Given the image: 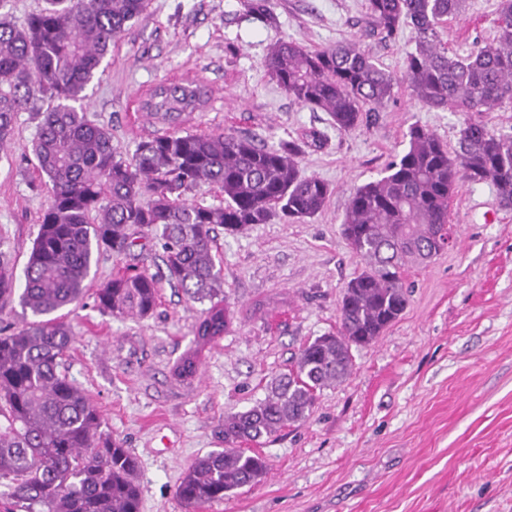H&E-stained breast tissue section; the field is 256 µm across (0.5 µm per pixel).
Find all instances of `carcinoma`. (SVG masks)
<instances>
[{"label":"carcinoma","instance_id":"cac0c4a2","mask_svg":"<svg viewBox=\"0 0 512 512\" xmlns=\"http://www.w3.org/2000/svg\"><path fill=\"white\" fill-rule=\"evenodd\" d=\"M44 2L21 28L0 18V147L11 139L17 112L47 103L33 152L51 192L19 293L0 249V300L16 298L32 316L0 336V498L10 505L6 512H140L137 457L102 431L97 407L59 371L74 336L56 312L79 303L100 254H125L137 235L150 234L163 250L167 281L193 301L210 302L193 327L196 349L179 366L191 375L198 354L227 324L216 227L234 234L274 220L300 223L324 211L331 189L302 174L303 150L294 142L269 147L222 132L173 131L123 157L110 130L89 119L84 100L148 0ZM460 8L461 0H367L370 29L382 38L410 29L415 50L404 59L403 77L423 106L490 112L512 100V0H500L494 42L466 56L439 39ZM248 11L276 23L270 0H249ZM264 67L293 101L327 113L341 132L383 107L397 85L355 43L312 51L278 40ZM206 97L198 85L163 82L142 109L173 124ZM406 139L383 176L350 194L342 233L365 266L344 289L339 330L304 345L293 368L267 384L264 399L224 417V448L196 458L177 485L187 509L261 481L266 460L240 444L306 420L316 393L350 375L352 347L374 343L398 319L407 305L406 267L424 264L454 236L448 214L460 180L491 183L499 203L512 208V133L469 119L451 151L415 122ZM201 183L217 186L224 203L187 202L183 195ZM159 282L147 271L118 274L98 289L97 307L146 317L157 306Z\"/></svg>","mask_w":512,"mask_h":512}]
</instances>
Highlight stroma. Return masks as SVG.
I'll list each match as a JSON object with an SVG mask.
<instances>
[{"mask_svg":"<svg viewBox=\"0 0 512 512\" xmlns=\"http://www.w3.org/2000/svg\"><path fill=\"white\" fill-rule=\"evenodd\" d=\"M499 4L463 0L442 42L460 55L492 43ZM271 9L272 28L249 15L247 0H149L87 89L90 119L128 157L167 130L142 110L146 94L162 82H199L209 101L178 130L304 143L303 174L332 190L308 222L219 233L229 326L193 376L176 366L193 346L202 303L164 281L150 316L96 305L97 289L124 268L157 271L155 243L101 254L80 305L64 309L76 339L60 370L137 456L141 512H187L176 487L198 456L223 448L225 415L253 406L304 344L338 330L342 290L363 266L341 234L352 189L380 177L412 123L453 148L464 119L423 107L403 81L372 119L337 131L327 113L278 87L263 64L270 45L356 42L398 73L414 47L410 32L391 41L369 34L366 0H271ZM38 123L35 109L18 112L0 151V246L18 273L49 204L47 191L32 188ZM449 221L455 246L409 269L406 309L374 344L353 349L349 378L322 390L306 421L251 445L267 475L201 512H512V209L491 183L463 180Z\"/></svg>","mask_w":512,"mask_h":512,"instance_id":"35a3bbf8","label":"stroma"}]
</instances>
